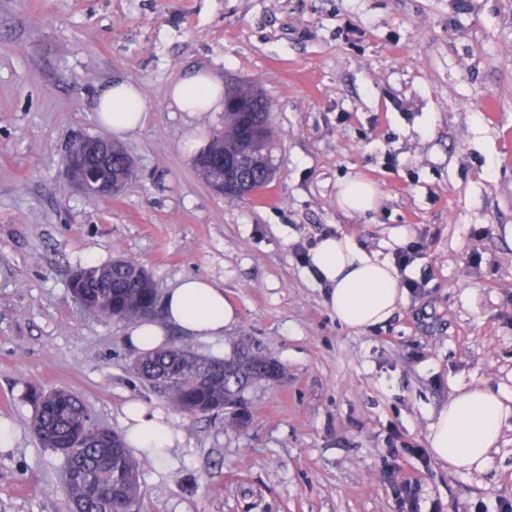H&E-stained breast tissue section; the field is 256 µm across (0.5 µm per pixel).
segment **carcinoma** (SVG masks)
Here are the masks:
<instances>
[{"label": "carcinoma", "mask_w": 512, "mask_h": 512, "mask_svg": "<svg viewBox=\"0 0 512 512\" xmlns=\"http://www.w3.org/2000/svg\"><path fill=\"white\" fill-rule=\"evenodd\" d=\"M249 97L262 104L263 97L249 88L236 87L224 98V129L195 158L199 175L210 182H238L251 190L272 180L275 164V130L254 121L253 112H241L232 101ZM137 264L116 260L82 268V278L69 282L71 293L84 306L105 319L135 321L147 318L145 310L155 293L152 277L134 276ZM140 381L157 388L174 407L219 412L228 401L244 404L246 390L272 372H283L280 363L240 338L224 358H204L187 347H164L140 355L130 366ZM35 433L43 447L53 451L70 437L80 441L71 449V475L64 479L67 505L83 512H113L141 496L139 467L126 444L112 454L107 428L94 423L83 400L61 388L34 391Z\"/></svg>", "instance_id": "1"}]
</instances>
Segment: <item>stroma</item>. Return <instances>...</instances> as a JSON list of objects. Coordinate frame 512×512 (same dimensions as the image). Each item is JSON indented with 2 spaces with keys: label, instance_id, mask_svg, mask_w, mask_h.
Instances as JSON below:
<instances>
[{
  "label": "stroma",
  "instance_id": "35a3bbf8",
  "mask_svg": "<svg viewBox=\"0 0 512 512\" xmlns=\"http://www.w3.org/2000/svg\"><path fill=\"white\" fill-rule=\"evenodd\" d=\"M206 69L267 99L275 175L248 198L200 178L187 141L220 112H181L169 86ZM141 86L124 140L134 177L109 200L70 189L66 146L100 134L96 94ZM377 185L348 214L340 184ZM342 232L421 282L356 331L324 304L303 255ZM145 266L161 291L188 275L239 308L224 337L169 342L221 358L249 337L284 369L245 394L246 427L189 416L129 371L126 326L84 314L70 273L87 256ZM66 388L123 433V407L161 409L181 440L139 459V512H497L512 501V418L483 471L421 462L458 391L512 396V0H0V512H67L64 461L33 432L32 388Z\"/></svg>",
  "mask_w": 512,
  "mask_h": 512
}]
</instances>
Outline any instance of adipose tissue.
I'll return each mask as SVG.
<instances>
[{
    "mask_svg": "<svg viewBox=\"0 0 512 512\" xmlns=\"http://www.w3.org/2000/svg\"><path fill=\"white\" fill-rule=\"evenodd\" d=\"M172 104L182 112H219L224 108V84L210 72L199 70L173 83ZM98 124L113 136L135 134L145 123L141 88L117 80L97 96ZM310 270L325 285V304L343 325L366 329L386 322L403 300L396 266L378 252L359 247L348 235L323 236L309 252ZM237 307L223 287L209 279L188 276L163 299L161 318L131 323L125 332L127 345L138 354L163 347L169 329L186 336L213 341L237 320ZM124 439L128 447L154 460L174 447L177 436L165 415L132 400L123 407ZM512 404L489 389L472 388L443 406L429 426L427 440L432 456L450 464L456 472L482 471L490 451L499 442Z\"/></svg>",
    "mask_w": 512,
    "mask_h": 512,
    "instance_id": "obj_1",
    "label": "adipose tissue"
}]
</instances>
